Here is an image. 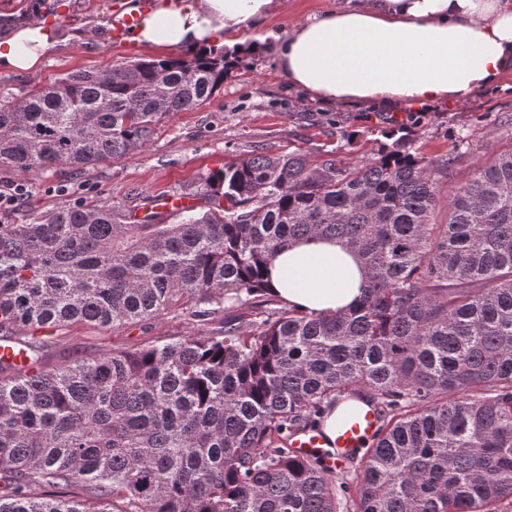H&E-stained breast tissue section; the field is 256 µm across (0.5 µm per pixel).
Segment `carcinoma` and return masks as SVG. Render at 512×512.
Instances as JSON below:
<instances>
[{"label":"carcinoma","mask_w":512,"mask_h":512,"mask_svg":"<svg viewBox=\"0 0 512 512\" xmlns=\"http://www.w3.org/2000/svg\"><path fill=\"white\" fill-rule=\"evenodd\" d=\"M233 67L209 52L71 73L0 107V164L127 156ZM386 139L353 166L255 149L178 224L109 203L0 224V341L30 361L0 360V512H512V150L438 224L449 159ZM311 236L364 269L342 312L300 313L265 279ZM173 310L219 328L41 367L40 331ZM362 405L376 439L342 471L288 447Z\"/></svg>","instance_id":"1"}]
</instances>
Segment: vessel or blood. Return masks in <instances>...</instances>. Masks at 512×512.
I'll list each match as a JSON object with an SVG mask.
<instances>
[{"instance_id": "obj_1", "label": "vessel or blood", "mask_w": 512, "mask_h": 512, "mask_svg": "<svg viewBox=\"0 0 512 512\" xmlns=\"http://www.w3.org/2000/svg\"><path fill=\"white\" fill-rule=\"evenodd\" d=\"M111 29L109 36L113 42H125L130 30L137 22L136 12H129L121 5L120 0H112ZM378 428L376 414L373 410H364L346 417L336 430L334 442H327L321 432L312 430L293 436L289 446L301 456H325L326 444H333L338 454H345L354 449L364 448L372 442Z\"/></svg>"}]
</instances>
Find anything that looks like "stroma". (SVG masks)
I'll use <instances>...</instances> for the list:
<instances>
[{
    "mask_svg": "<svg viewBox=\"0 0 512 512\" xmlns=\"http://www.w3.org/2000/svg\"><path fill=\"white\" fill-rule=\"evenodd\" d=\"M330 2L290 0L283 12L242 32L240 40L248 45L256 33L286 35L290 26ZM47 12L54 15L55 45L36 70L0 67V104L21 101L76 71H103L160 56L156 50L112 44L100 0H0V40L19 20L38 19ZM237 58L220 91L194 110L165 117L151 140L126 157L86 171L58 167L24 173L0 165L1 184L27 185L17 205L0 213V224H27L81 200L138 212L145 199L169 194L199 208V192L208 174L256 148L271 155L298 152L316 161L336 156L355 163L374 155L386 131L402 128L416 138L425 156L453 158L444 184L448 190L512 150V74L462 105L411 104L387 110L310 99L288 88L271 53L244 51ZM187 330L186 322L173 312L123 328L77 324L53 337L41 363L53 369L117 346L133 348L176 338Z\"/></svg>",
    "mask_w": 512,
    "mask_h": 512,
    "instance_id": "stroma-1",
    "label": "stroma"
}]
</instances>
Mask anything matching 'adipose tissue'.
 Here are the masks:
<instances>
[{"mask_svg":"<svg viewBox=\"0 0 512 512\" xmlns=\"http://www.w3.org/2000/svg\"><path fill=\"white\" fill-rule=\"evenodd\" d=\"M287 0H154L131 36L165 51H209L282 12ZM288 86L323 103L461 104L512 72V0H331L287 36L258 35ZM34 20L0 40V66L36 69L53 45ZM270 277L288 305L314 314L351 306L366 279L333 239L308 237L279 251Z\"/></svg>","mask_w":512,"mask_h":512,"instance_id":"1","label":"adipose tissue"}]
</instances>
